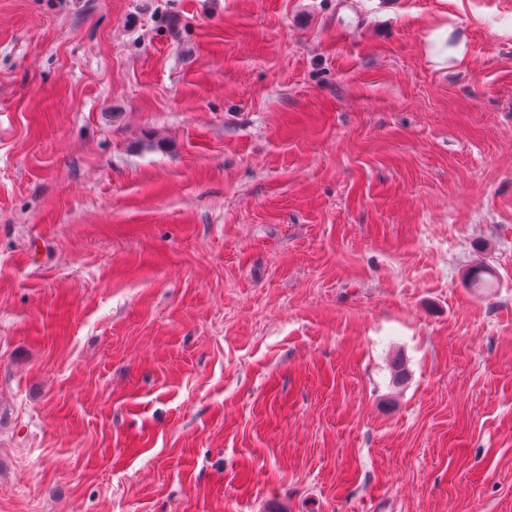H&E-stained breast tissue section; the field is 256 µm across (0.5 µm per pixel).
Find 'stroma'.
<instances>
[{"mask_svg": "<svg viewBox=\"0 0 512 512\" xmlns=\"http://www.w3.org/2000/svg\"><path fill=\"white\" fill-rule=\"evenodd\" d=\"M0 512H512V0H0ZM430 54L437 61L448 60V65H456L466 60V45L453 36V29L437 30L429 37Z\"/></svg>", "mask_w": 512, "mask_h": 512, "instance_id": "1", "label": "stroma"}]
</instances>
